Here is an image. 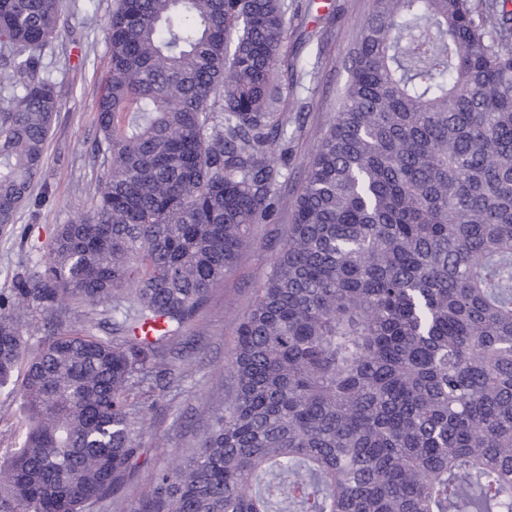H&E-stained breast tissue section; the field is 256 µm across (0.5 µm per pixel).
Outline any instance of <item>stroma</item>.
<instances>
[{
    "instance_id": "obj_1",
    "label": "stroma",
    "mask_w": 512,
    "mask_h": 512,
    "mask_svg": "<svg viewBox=\"0 0 512 512\" xmlns=\"http://www.w3.org/2000/svg\"><path fill=\"white\" fill-rule=\"evenodd\" d=\"M115 0H61L69 31L42 51L57 84L61 109L46 145L42 173L32 201L15 224L0 230V293L15 276L34 269L56 225L68 223L71 207L95 198L108 172L97 149L101 133L96 102L109 48L105 21ZM288 26L277 80L288 113V138L282 161V195L295 196L314 151L335 116L348 80L351 54L373 0H288ZM290 215L280 211L269 223L254 225L252 240L237 265L213 289L195 321L171 345L176 372L170 388L156 392L148 410L149 426L140 439L143 454L127 478L125 512H135L154 477L189 454L213 410L224 401V360L235 340V326L266 280L272 258L286 234ZM22 373L0 387V454L20 447L26 426L18 390Z\"/></svg>"
}]
</instances>
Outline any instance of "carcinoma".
Returning <instances> with one entry per match:
<instances>
[{"label":"carcinoma","mask_w":512,"mask_h":512,"mask_svg":"<svg viewBox=\"0 0 512 512\" xmlns=\"http://www.w3.org/2000/svg\"><path fill=\"white\" fill-rule=\"evenodd\" d=\"M286 0H117L96 104L108 181L0 293L27 432L0 512L118 501L168 345L288 206ZM58 0H0V229L60 109ZM231 391L138 512H512V11L374 0ZM108 306L112 335L66 319ZM43 320L28 344L26 327Z\"/></svg>","instance_id":"cac0c4a2"}]
</instances>
